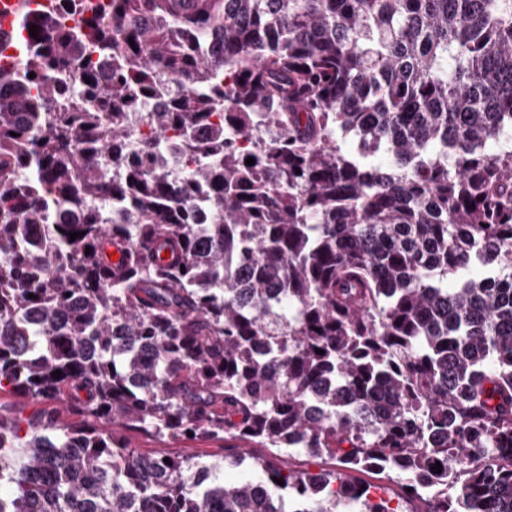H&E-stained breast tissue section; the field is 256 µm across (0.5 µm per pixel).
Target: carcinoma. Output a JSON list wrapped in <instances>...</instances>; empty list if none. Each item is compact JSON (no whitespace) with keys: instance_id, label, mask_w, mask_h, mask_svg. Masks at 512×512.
Wrapping results in <instances>:
<instances>
[{"instance_id":"obj_1","label":"carcinoma","mask_w":512,"mask_h":512,"mask_svg":"<svg viewBox=\"0 0 512 512\" xmlns=\"http://www.w3.org/2000/svg\"><path fill=\"white\" fill-rule=\"evenodd\" d=\"M45 11L0 60V392L112 429L0 417V512H398L364 469L512 512V0ZM135 428L335 468L225 484Z\"/></svg>"}]
</instances>
